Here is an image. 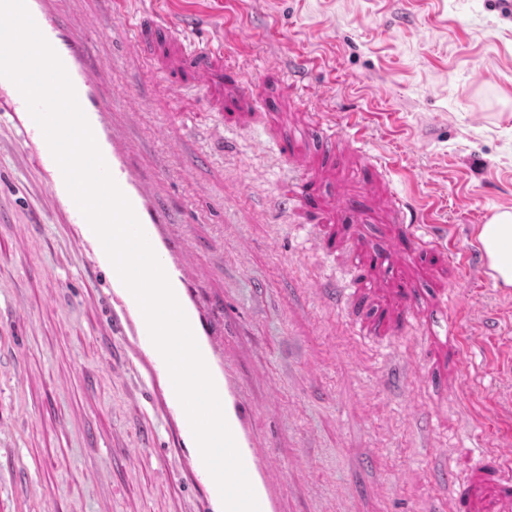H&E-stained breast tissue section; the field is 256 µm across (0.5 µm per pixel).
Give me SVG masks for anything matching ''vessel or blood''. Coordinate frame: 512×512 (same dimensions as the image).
I'll use <instances>...</instances> for the list:
<instances>
[{
  "instance_id": "b4317fda",
  "label": "vessel or blood",
  "mask_w": 512,
  "mask_h": 512,
  "mask_svg": "<svg viewBox=\"0 0 512 512\" xmlns=\"http://www.w3.org/2000/svg\"><path fill=\"white\" fill-rule=\"evenodd\" d=\"M26 4L37 28L61 61L105 166L129 202L185 314L221 401L226 424L241 455L259 512H277L272 491L287 486L288 472L266 464L263 450L250 430V422L255 412L254 405L242 397L239 380L230 371L216 367L212 360L207 340L208 324L190 300L182 267L173 260L180 245L178 242L162 239L159 235L162 225L172 223L175 212L166 201L155 196L150 177L131 161L128 151L114 140L101 122V116L106 112L138 111L139 101L133 95L131 87L109 86L107 75L97 63L94 46L111 40L113 35L118 34L124 40L127 54L143 55L145 43L141 18L129 11L126 0H104L105 12L110 23L100 28L95 35L89 36L79 34L71 17L54 8L52 0H26ZM4 111L14 115L23 138L34 147L40 164L47 173L46 191L53 204L67 212L71 223L83 225L81 243L94 248L106 269L112 285V300L115 306L112 314L113 329L119 332L130 331L135 338L137 355L150 359L156 374H159L164 382H171L169 366L151 338L147 320L136 297L121 280L99 236L92 227L87 226L85 217L67 188L62 169L55 160L42 129L29 112L24 96L13 81L0 77V112ZM461 262L471 279L483 283L493 281L494 273L489 267L486 253H463ZM169 399L179 423L182 442L185 448L193 453L197 469L213 502L221 503L219 487L204 462L185 407L177 393H170ZM486 455L495 461L500 473L512 472V433L506 432L499 436Z\"/></svg>"
}]
</instances>
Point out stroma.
Instances as JSON below:
<instances>
[{"label": "stroma", "mask_w": 512, "mask_h": 512, "mask_svg": "<svg viewBox=\"0 0 512 512\" xmlns=\"http://www.w3.org/2000/svg\"><path fill=\"white\" fill-rule=\"evenodd\" d=\"M162 2L182 29L112 74L141 102L113 120L182 218L163 232L184 243L215 363L235 352L254 433L292 470L281 512H421L456 493L466 512H512L479 462L487 411L512 400V288L472 283L457 261L486 214L512 208V0ZM229 18L244 41L223 42ZM285 189L297 208H280ZM426 201L440 249L413 234ZM80 234L0 112V499L216 512ZM314 237L325 252L309 253ZM451 322L461 346L440 334ZM388 345L416 354L420 399L439 396V447H418L396 389L371 386Z\"/></svg>", "instance_id": "35a3bbf8"}]
</instances>
